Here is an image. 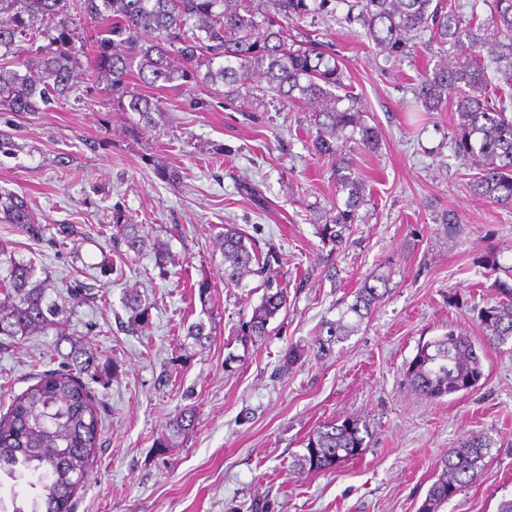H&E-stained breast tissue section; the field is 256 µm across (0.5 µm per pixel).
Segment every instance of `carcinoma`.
Returning a JSON list of instances; mask_svg holds the SVG:
<instances>
[{
  "instance_id": "carcinoma-1",
  "label": "carcinoma",
  "mask_w": 512,
  "mask_h": 512,
  "mask_svg": "<svg viewBox=\"0 0 512 512\" xmlns=\"http://www.w3.org/2000/svg\"><path fill=\"white\" fill-rule=\"evenodd\" d=\"M333 1L347 6L348 20L361 24L389 64L408 58L418 36L429 33V51L441 60L418 73L417 100L427 112L451 107L455 150L476 170L471 192L511 206L512 0H485L490 14L484 19L477 4L466 16L461 5L448 0H0V55H25L22 72L0 65V112H37L67 100L84 57L90 59L94 82L112 88V108L134 112L147 124L162 107L131 86L133 75L153 86L176 81L187 87L220 85L224 100L239 112L267 99L282 112L302 106L315 129L314 154L329 166L336 195L342 197L320 212L318 233L323 243L340 247L361 221L359 210L367 202L351 144L372 150L380 135L361 116L346 65L320 43L293 35L304 19L332 12ZM450 48L456 50L452 60L446 59ZM112 221L127 251L138 254L147 247L141 225L124 223L118 210ZM0 223L32 239L43 236L30 203L14 192H0ZM248 241L231 228L222 233L224 282L261 278V302L235 337L245 350L267 335L288 296V284L271 274L280 263L277 249L259 253ZM9 264V285L0 298V335L24 338L56 331L59 368L13 396L0 416V480L28 474L34 477L28 482L31 512H68L72 494L92 467L99 428L83 376L108 379L116 366L99 363L81 338L61 329L66 315L96 298L92 288L79 283L53 300L48 290L54 283L35 279L33 261L11 259ZM498 287L504 300L482 309L480 320L488 343L504 346L512 343V286L500 281ZM388 292L385 276L365 280L338 318L325 322L312 346L288 348L283 363L291 368L309 357L329 356ZM125 307L132 328L149 321L138 294L128 295ZM187 337L203 349L212 331L199 321L188 327ZM406 375L431 399L467 391L483 377L480 348L450 330L418 347ZM195 420L191 408L175 415L169 435L155 442L158 452L174 447L173 439L188 434ZM363 445L357 421L329 422L308 436L295 466L330 471L359 455ZM492 445L489 437L471 435L448 449L419 512H440L476 482Z\"/></svg>"
}]
</instances>
